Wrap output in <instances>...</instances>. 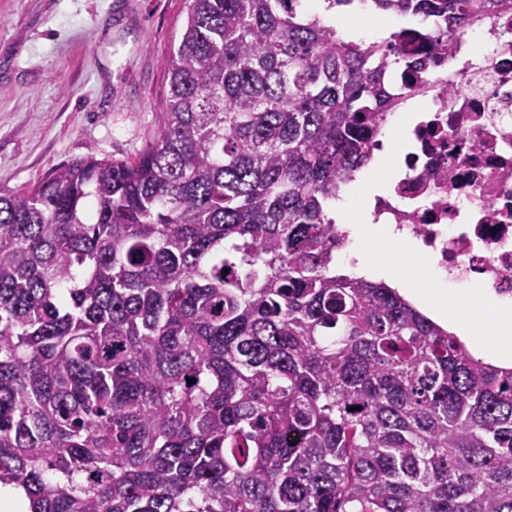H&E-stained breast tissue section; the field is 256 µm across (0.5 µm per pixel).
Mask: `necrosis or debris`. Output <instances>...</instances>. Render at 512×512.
I'll return each instance as SVG.
<instances>
[{
  "mask_svg": "<svg viewBox=\"0 0 512 512\" xmlns=\"http://www.w3.org/2000/svg\"><path fill=\"white\" fill-rule=\"evenodd\" d=\"M478 31L487 51L475 49ZM453 41L416 88L403 71L388 74L401 94L397 112L416 102L423 111L405 130L400 171L374 195L372 214L440 280L479 281L498 304L512 305V9L472 19Z\"/></svg>",
  "mask_w": 512,
  "mask_h": 512,
  "instance_id": "necrosis-or-debris-1",
  "label": "necrosis or debris"
}]
</instances>
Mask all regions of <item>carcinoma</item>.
I'll list each match as a JSON object with an SVG mask.
<instances>
[{
    "mask_svg": "<svg viewBox=\"0 0 512 512\" xmlns=\"http://www.w3.org/2000/svg\"><path fill=\"white\" fill-rule=\"evenodd\" d=\"M304 2L190 0L141 154L0 195V485L28 512H512V367L336 273L329 221L384 70L512 0H325L418 18L422 60Z\"/></svg>",
    "mask_w": 512,
    "mask_h": 512,
    "instance_id": "1",
    "label": "carcinoma"
}]
</instances>
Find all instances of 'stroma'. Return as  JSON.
Instances as JSON below:
<instances>
[{
    "label": "stroma",
    "mask_w": 512,
    "mask_h": 512,
    "mask_svg": "<svg viewBox=\"0 0 512 512\" xmlns=\"http://www.w3.org/2000/svg\"><path fill=\"white\" fill-rule=\"evenodd\" d=\"M190 0H0V195L160 127Z\"/></svg>",
    "instance_id": "obj_1"
}]
</instances>
